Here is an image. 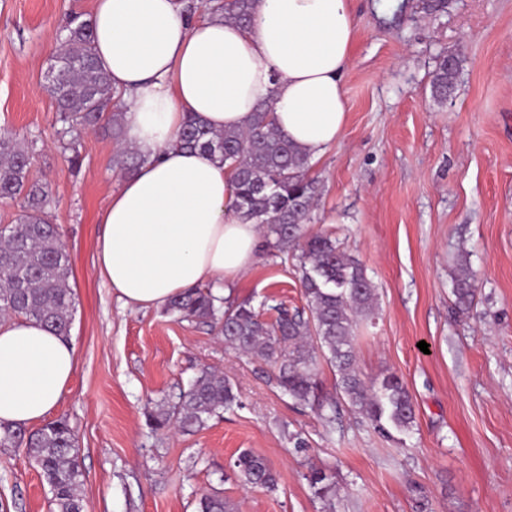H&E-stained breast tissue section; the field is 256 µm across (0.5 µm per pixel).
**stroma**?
I'll use <instances>...</instances> for the list:
<instances>
[{
	"label": "stroma",
	"mask_w": 512,
	"mask_h": 512,
	"mask_svg": "<svg viewBox=\"0 0 512 512\" xmlns=\"http://www.w3.org/2000/svg\"><path fill=\"white\" fill-rule=\"evenodd\" d=\"M93 5L0 0V126L35 139L29 178L48 187L72 267L76 369L48 418L77 435L83 512H196L214 491L232 512H512V0H448L434 14L419 0H352L348 119L313 162L308 228L332 233L377 290L358 366L401 377L416 415L410 433L388 435L343 404L326 425L260 359L164 308L125 307L103 282L95 253L121 173L116 141L90 129L76 157L63 154L46 78L68 17L89 19ZM446 54L460 70L440 105L430 81ZM463 259L477 278L464 313L452 294ZM298 266L297 250L262 248L226 295L273 320L306 304ZM204 370L231 380L240 407L194 433L153 430L158 404ZM245 449L268 461L277 491L238 477ZM313 468L331 474L333 507L311 493ZM50 496L25 448L0 447V512H49Z\"/></svg>",
	"instance_id": "stroma-1"
}]
</instances>
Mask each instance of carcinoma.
Returning a JSON list of instances; mask_svg holds the SVG:
<instances>
[{
  "mask_svg": "<svg viewBox=\"0 0 512 512\" xmlns=\"http://www.w3.org/2000/svg\"><path fill=\"white\" fill-rule=\"evenodd\" d=\"M211 2L216 4L214 10L224 12L225 19L243 28L251 24L254 0ZM92 41L89 23L71 19L66 48L55 61V75L48 85L64 150L73 148L77 131L104 122L120 137L118 115H105L113 91L96 64ZM458 73L455 58L439 60L430 81L435 102H448ZM179 142L218 157L232 170L242 216L266 227L268 245L282 251L300 248L306 308L290 312L279 307L269 323L248 301L226 306L224 298L211 289L192 288L173 297L166 312L215 330L233 349L272 364L283 394L298 405L311 406L328 425L336 420V401L321 395L318 372L322 360L336 369L341 399L351 411L365 416L383 433L411 430L415 409L403 380L388 374L368 381L356 366L355 327L375 314V288L364 267L343 252L330 233L305 232L318 192L317 182L308 176L311 159L277 127L271 107L259 104L245 130L217 132L189 115ZM32 150L33 142L13 130L0 129V199H23L14 222L0 228V314L33 318L53 333L67 336L72 323L70 260L59 229L49 218V190L29 180ZM144 162L134 150L120 153L116 160L126 172ZM453 294L458 307H471L475 275L465 258ZM237 403L230 380L204 370L176 401L159 405L152 415L153 426L160 430L175 425L193 431ZM21 446L51 487V512H83L81 463L68 421L60 418L30 433L22 427L0 426L1 448ZM235 468L253 488H276V476L261 456L243 451ZM307 481L314 497L328 500L336 496L335 486L322 471H311ZM197 512H231V508L214 492L200 497Z\"/></svg>",
  "mask_w": 512,
  "mask_h": 512,
  "instance_id": "carcinoma-1",
  "label": "carcinoma"
}]
</instances>
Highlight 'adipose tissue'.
<instances>
[{"instance_id":"adipose-tissue-1","label":"adipose tissue","mask_w":512,"mask_h":512,"mask_svg":"<svg viewBox=\"0 0 512 512\" xmlns=\"http://www.w3.org/2000/svg\"><path fill=\"white\" fill-rule=\"evenodd\" d=\"M90 24L97 62L121 97L122 143L145 159L102 213L100 275L137 309L203 283L223 293L253 264L261 229L238 212L229 168L179 144L185 118L243 130L269 102L279 129L322 156L346 125L351 0H258L246 28L220 12L188 15L183 0H95ZM75 368L73 340L34 319L1 318L0 424L41 422Z\"/></svg>"}]
</instances>
